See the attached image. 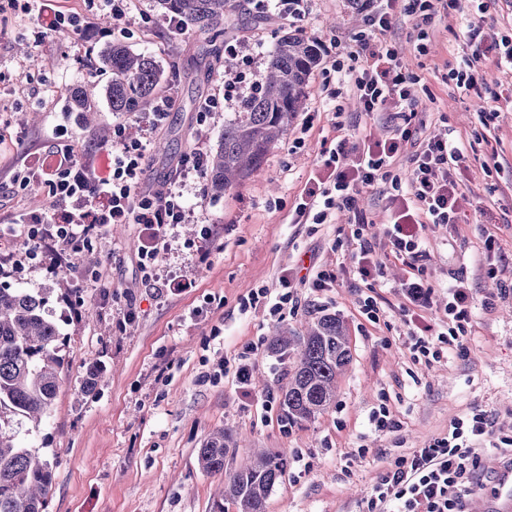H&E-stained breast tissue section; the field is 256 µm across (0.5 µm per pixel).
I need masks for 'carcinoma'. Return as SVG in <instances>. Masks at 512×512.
I'll return each mask as SVG.
<instances>
[{
  "label": "carcinoma",
  "mask_w": 512,
  "mask_h": 512,
  "mask_svg": "<svg viewBox=\"0 0 512 512\" xmlns=\"http://www.w3.org/2000/svg\"><path fill=\"white\" fill-rule=\"evenodd\" d=\"M162 12L177 18L184 30L207 35L204 57H220L216 41L236 9L234 0H158ZM321 57L320 44L293 33L277 42L260 86L240 106L238 118L224 123L216 151L208 156V190L219 197L257 170L270 146L284 135L299 111L306 82ZM100 62L112 71L105 89L114 112H144L166 79L156 60L122 43L101 51ZM69 111L89 140L105 142L107 129L96 123V108L84 86L69 92ZM49 296L20 288H0V512H46L54 461L20 438L19 417L38 427L48 417L63 367V338L50 315ZM286 367L280 405L287 424L310 420L327 411L336 397L338 377L351 362L344 323L322 314L301 333L276 327L269 343ZM103 366L88 363L84 385L91 393ZM232 439L212 434L197 451L201 469L222 473ZM288 469L284 453L261 451L244 468L226 474L224 495L239 512H266V502Z\"/></svg>",
  "instance_id": "carcinoma-1"
}]
</instances>
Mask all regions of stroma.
Instances as JSON below:
<instances>
[{
  "instance_id": "stroma-1",
  "label": "stroma",
  "mask_w": 512,
  "mask_h": 512,
  "mask_svg": "<svg viewBox=\"0 0 512 512\" xmlns=\"http://www.w3.org/2000/svg\"><path fill=\"white\" fill-rule=\"evenodd\" d=\"M83 0H29L26 8L0 14V231L12 217L31 212L29 190L15 172L36 156L55 150L56 130L76 135L77 153L107 162L98 144L81 133L67 111L70 89L94 87L98 118L125 139L170 145L169 154L149 151L141 190L162 188L178 159L200 148L216 149L234 108L198 122L193 102L197 78L206 70L203 35H173L159 29L156 0H136L119 21L100 19L80 33L52 34L32 66L26 47L51 20L53 11H75ZM458 14L429 28L427 52L419 54L410 23L397 20L388 32L402 46L405 65L419 77L411 87L422 122L414 137L449 136L469 144L480 130L486 101L452 96L440 76L462 53L454 33ZM365 29L351 0H309L303 21L291 23L244 0L225 26V38L244 37L252 47L241 71H264L277 38L288 32L319 42L323 55L305 88V98L288 131L268 150L260 168L224 197L205 192L204 178L188 182L189 215L171 232L161 258L160 278L185 282L178 292L145 287L138 267L139 228L111 224L94 229L90 249L100 259V279L80 259L52 270L23 262L0 274V286L47 292L53 316L67 343L62 383L47 421L28 438L57 454L47 512H238L224 499L223 474L203 471L197 450L214 432H231L237 446L231 467L247 464L258 451L288 456V471L267 501V512H362L364 498L384 466L437 434L471 409L485 411L495 429L512 432V108L503 107L488 143L478 145L455 173L461 223L429 227L420 260L445 302L448 288L463 281L474 316L467 353L449 351L432 364L412 358L409 315L395 292L409 268L391 253H379L384 313L367 321L360 305L365 282L353 272L356 243L339 242L334 224H297L294 209L313 176L323 150L337 140L361 145L385 138L388 112H362L356 97L329 100L333 63L351 67L349 52ZM121 41L152 55L163 69L179 73L175 102L166 123L155 130L135 116L111 111L105 98L110 75L97 64L102 47ZM395 185L384 180L363 188L360 206L374 239H382ZM493 248H486L487 237ZM331 274L326 286L312 284L317 272ZM301 276L297 307L283 320L302 330L324 313L344 322L352 359L340 376L332 407L314 419L288 425L277 393L283 369L262 343L274 318L267 307L242 309L252 291H281L284 273ZM133 321H124L126 312ZM251 381L241 389L237 358L249 346ZM105 369L94 392H86L89 360ZM387 406L399 423L378 432L369 417Z\"/></svg>"
}]
</instances>
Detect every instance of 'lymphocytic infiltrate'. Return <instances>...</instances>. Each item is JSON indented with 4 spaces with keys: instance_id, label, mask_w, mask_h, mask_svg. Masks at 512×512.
<instances>
[{
    "instance_id": "obj_1",
    "label": "lymphocytic infiltrate",
    "mask_w": 512,
    "mask_h": 512,
    "mask_svg": "<svg viewBox=\"0 0 512 512\" xmlns=\"http://www.w3.org/2000/svg\"><path fill=\"white\" fill-rule=\"evenodd\" d=\"M133 0H84L83 12L55 11L48 29L54 33L77 31L93 24L97 16H125ZM461 0H388L386 11L375 10L372 0H361L367 30L356 41L351 56L354 67L339 72L337 86L328 93L336 98L350 91L366 112H377L395 104V124L381 141L348 150L346 140L322 153L310 186L295 208L297 220L325 223L329 214L348 216L349 237L359 249L354 268L361 280H375L378 264L368 238L369 224L359 204L362 187L388 179L397 159L410 154L413 164L399 204L385 227L386 244L395 256L418 261L423 255L422 233L430 224H455L460 220L456 206L458 185L448 174L463 158L460 146L445 138L414 143L410 126L418 117L409 87L415 76L402 62L398 43L384 39L394 15L414 21L420 39L418 53H425V28L441 13L460 8ZM470 45V54L449 65L442 80L470 97H490L512 103V90H489L479 76L484 62L512 67V37L476 26L460 28ZM259 72H230L224 78L223 97L212 96L200 107V120L239 103L255 89ZM145 147L133 140L108 154V170L100 172L88 160L77 158L66 144L39 158L37 165H25L15 175L20 187H46L53 200L47 214L18 219L19 232L27 248L25 257L40 259L48 268L80 253L88 244L89 226L135 224L140 228L139 268L143 281L159 287L156 276L161 255L169 245V230L184 223L188 207L185 183L201 176L205 153L196 149L182 156L166 191L144 193L138 185L143 174ZM464 285L448 290L440 322L414 324L408 339L415 359L438 361L449 348L462 347L468 334L470 310ZM501 442L512 447V437L501 435L488 416L472 410L451 421L447 433L431 438L424 446L395 461L372 485L365 500V512H466V501L482 472L481 454L487 444Z\"/></svg>"
}]
</instances>
